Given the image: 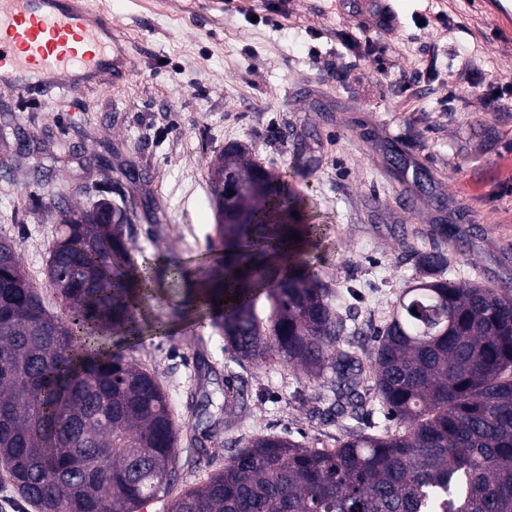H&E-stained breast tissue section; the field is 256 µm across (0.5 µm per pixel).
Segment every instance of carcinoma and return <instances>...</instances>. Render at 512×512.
<instances>
[{
    "instance_id": "1",
    "label": "carcinoma",
    "mask_w": 512,
    "mask_h": 512,
    "mask_svg": "<svg viewBox=\"0 0 512 512\" xmlns=\"http://www.w3.org/2000/svg\"><path fill=\"white\" fill-rule=\"evenodd\" d=\"M298 170L270 173L240 144L217 155L210 187L224 264L212 267L202 304L236 360L317 378L328 369L336 416L363 413L373 391L396 425L334 448L253 437L169 512H512V290L442 277L448 258L433 247L419 258L427 277L400 293L363 365L339 346L318 270L324 229L294 216L310 212ZM106 207L61 214L46 277L63 317L24 273L16 241L0 237V472L38 512H140L173 484L169 398L106 344L140 332L150 293ZM263 292L265 320L255 307Z\"/></svg>"
}]
</instances>
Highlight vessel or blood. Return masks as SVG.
<instances>
[{"mask_svg": "<svg viewBox=\"0 0 512 512\" xmlns=\"http://www.w3.org/2000/svg\"><path fill=\"white\" fill-rule=\"evenodd\" d=\"M379 33L397 29L392 0H358ZM133 57L92 0H0V85L74 91L80 81L131 70Z\"/></svg>", "mask_w": 512, "mask_h": 512, "instance_id": "vessel-or-blood-1", "label": "vessel or blood"}]
</instances>
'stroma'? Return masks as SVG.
<instances>
[{
	"label": "stroma",
	"mask_w": 512,
	"mask_h": 512,
	"mask_svg": "<svg viewBox=\"0 0 512 512\" xmlns=\"http://www.w3.org/2000/svg\"><path fill=\"white\" fill-rule=\"evenodd\" d=\"M486 0H393L401 26L379 37L344 0H98L136 46L130 74L24 103L0 86V236L18 244L26 275L49 309L58 213L101 199L131 208L125 243L158 297L149 327L115 352L155 375L178 430L173 493L223 469L258 434L333 448L367 424L385 426L377 401L362 418L336 417L330 375L236 362L213 316L173 313L168 264L202 269L215 256L210 165L230 143L296 182L329 239L321 279L344 327L341 345L367 359L417 253L440 245L447 277L512 285V105L493 108L488 86L512 70V36ZM462 29L442 36V19ZM370 46L346 65L343 36ZM484 66L451 89L458 52ZM393 73L382 81L380 69ZM167 243L166 254L153 248ZM238 406L224 412V395Z\"/></svg>",
	"instance_id": "1"
}]
</instances>
